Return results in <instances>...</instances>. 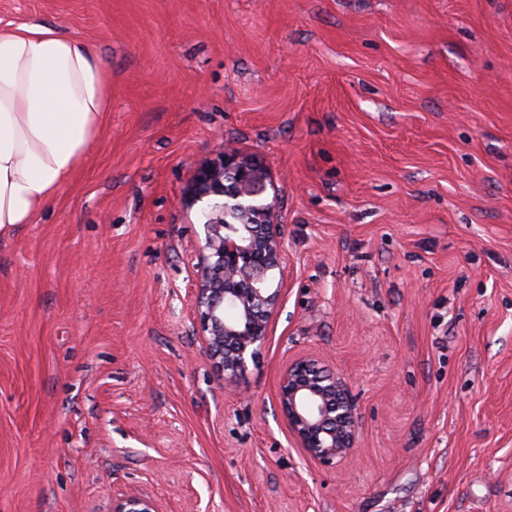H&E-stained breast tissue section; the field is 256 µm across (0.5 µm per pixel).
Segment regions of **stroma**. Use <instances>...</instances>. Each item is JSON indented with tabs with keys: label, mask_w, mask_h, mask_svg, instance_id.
<instances>
[{
	"label": "stroma",
	"mask_w": 512,
	"mask_h": 512,
	"mask_svg": "<svg viewBox=\"0 0 512 512\" xmlns=\"http://www.w3.org/2000/svg\"><path fill=\"white\" fill-rule=\"evenodd\" d=\"M112 85L82 168L0 238V512H512V0H0ZM260 160L281 309L224 382L194 313L202 163ZM357 402L310 458L280 376ZM279 405L301 448L325 467H336L356 443L355 402L346 383L319 360L292 361L279 384Z\"/></svg>",
	"instance_id": "obj_1"
}]
</instances>
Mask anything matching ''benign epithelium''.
Here are the masks:
<instances>
[{
  "label": "benign epithelium",
  "mask_w": 512,
  "mask_h": 512,
  "mask_svg": "<svg viewBox=\"0 0 512 512\" xmlns=\"http://www.w3.org/2000/svg\"><path fill=\"white\" fill-rule=\"evenodd\" d=\"M260 162L234 148L196 168L193 201L211 199L212 220L204 225L205 243L197 263L195 305L202 340L211 359L230 381L259 357L273 316L280 310V289L269 274L284 273L281 225L274 204L264 203ZM242 223H224V211ZM279 405L301 448L325 467L349 456L356 443L355 402L346 383L319 360L292 361L279 384ZM113 512H157L153 501L129 495Z\"/></svg>",
  "instance_id": "1"
}]
</instances>
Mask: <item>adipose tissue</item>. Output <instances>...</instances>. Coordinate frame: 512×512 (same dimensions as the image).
Listing matches in <instances>:
<instances>
[{"mask_svg": "<svg viewBox=\"0 0 512 512\" xmlns=\"http://www.w3.org/2000/svg\"><path fill=\"white\" fill-rule=\"evenodd\" d=\"M112 86L93 46L42 26L0 32V234L33 223L84 163Z\"/></svg>", "mask_w": 512, "mask_h": 512, "instance_id": "1", "label": "adipose tissue"}]
</instances>
